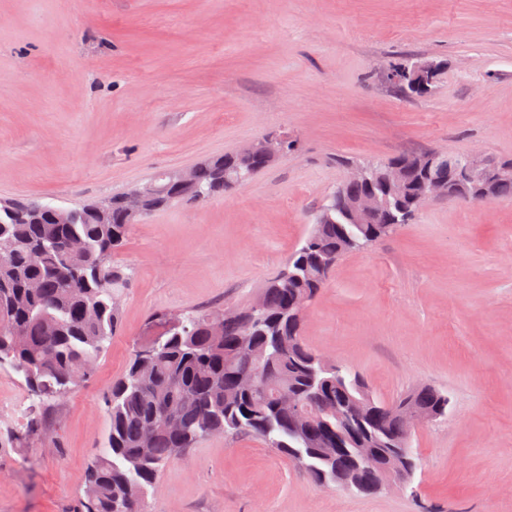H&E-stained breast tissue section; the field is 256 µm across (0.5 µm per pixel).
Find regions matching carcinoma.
<instances>
[{
    "mask_svg": "<svg viewBox=\"0 0 512 512\" xmlns=\"http://www.w3.org/2000/svg\"><path fill=\"white\" fill-rule=\"evenodd\" d=\"M420 154L397 157L407 162L406 179L415 186ZM224 163L254 176L265 169L255 159L224 154ZM196 182L206 201L234 185L214 175L209 161L199 164ZM338 210L349 211L364 188L341 184ZM18 219L0 217V367L23 375L32 396L46 403L77 387L92 372L97 358L120 323V289L130 273L112 255L126 240L123 196H112L108 223H101L91 202L79 208L76 220L44 216L38 199L12 202ZM418 208L407 205L406 219L393 224H353L317 221L300 248L261 293L240 308L251 318L224 310H200L187 316L181 335L162 345L153 358L135 354L122 378L105 396L109 416L106 448L86 475L83 512H144L148 489L161 469L187 449L216 434L249 433L269 447L296 460L313 480L324 473L336 479V449L319 438L336 431L328 410L360 397L352 376L321 363V356L304 342L292 303L312 301L324 288L337 262L345 255L411 223ZM83 243L86 253H67L68 239ZM294 392L298 406L315 398L322 417L302 418L278 407L282 393ZM426 405L439 416L448 399L429 386H420L387 404L376 403L372 419L357 429L348 448H368L366 435L394 443L404 421L390 408L404 400ZM140 489V499L125 500V487Z\"/></svg>",
    "mask_w": 512,
    "mask_h": 512,
    "instance_id": "carcinoma-1",
    "label": "carcinoma"
}]
</instances>
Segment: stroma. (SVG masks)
<instances>
[{
  "label": "stroma",
  "instance_id": "35a3bbf8",
  "mask_svg": "<svg viewBox=\"0 0 512 512\" xmlns=\"http://www.w3.org/2000/svg\"><path fill=\"white\" fill-rule=\"evenodd\" d=\"M406 58L441 63L428 95L388 81ZM269 132L293 150L131 229L121 325L78 388L46 406L0 369V512H76L131 353L191 312L253 301L348 163L512 159V0H0L2 199L98 201ZM304 340L377 400L447 396V417L412 437V480L347 492L221 434L160 472L145 512H512V198L429 202L345 256ZM36 419V436L6 443Z\"/></svg>",
  "mask_w": 512,
  "mask_h": 512
}]
</instances>
